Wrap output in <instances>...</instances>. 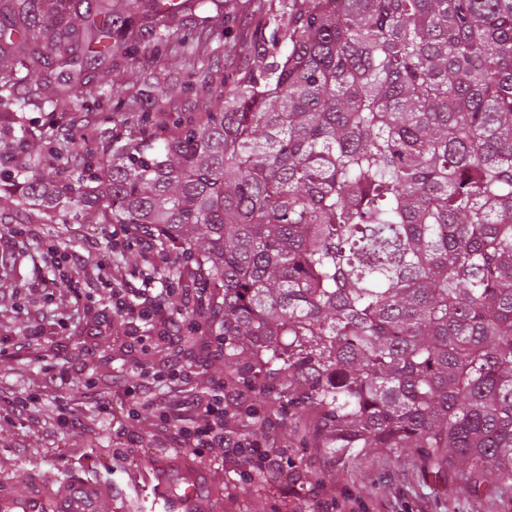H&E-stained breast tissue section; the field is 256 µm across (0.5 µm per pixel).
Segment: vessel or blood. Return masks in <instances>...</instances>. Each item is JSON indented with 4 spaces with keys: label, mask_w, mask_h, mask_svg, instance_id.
Here are the masks:
<instances>
[{
    "label": "vessel or blood",
    "mask_w": 512,
    "mask_h": 512,
    "mask_svg": "<svg viewBox=\"0 0 512 512\" xmlns=\"http://www.w3.org/2000/svg\"><path fill=\"white\" fill-rule=\"evenodd\" d=\"M135 471L143 473L151 486V495L162 512H204L191 460L182 462L183 491L172 490L168 481L169 464L165 457L153 454L136 461ZM112 486L102 481L64 480L53 482L36 477L0 486V512H99L100 503L110 498Z\"/></svg>",
    "instance_id": "obj_1"
}]
</instances>
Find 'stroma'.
Segmentation results:
<instances>
[{
	"instance_id": "stroma-1",
	"label": "stroma",
	"mask_w": 512,
	"mask_h": 512,
	"mask_svg": "<svg viewBox=\"0 0 512 512\" xmlns=\"http://www.w3.org/2000/svg\"><path fill=\"white\" fill-rule=\"evenodd\" d=\"M222 33L221 46L211 58L227 75L238 76L249 68V44L271 23L287 25L290 0H216ZM111 85L128 102L146 101L157 123L163 124L192 112H208L215 101L202 88L203 75L184 64L176 55L160 61L149 55L128 57L115 54L108 64ZM35 81L18 87V95L30 100L12 126L15 133L41 126H62L75 130L101 121L102 113L71 102L53 106L42 104ZM43 227L22 210L0 206V286L22 283L25 299L16 301L12 323L1 336L15 341L30 334L38 323L48 348L59 363L82 365L111 413L88 423L85 431L72 435L57 430V393L42 382L40 364L31 361L0 362V377L12 390L37 395L42 427L28 431L20 422L0 420V480H18L37 472L51 479L103 480L112 485V496L104 500L100 512H151L145 493L130 486V468L145 450L133 442L126 419L123 393L112 387V378L124 376L135 384L134 353L125 344L121 329L95 326L92 317H76V294L68 286L46 297L44 284L50 269L25 256L26 237L41 235ZM105 224L75 222L60 246L69 252L82 251L87 242L98 245L97 259L111 261ZM266 412L276 423L274 430L259 429V436H271L287 445L288 472L295 482L280 490L256 473L248 472L235 456L217 448L198 457L200 491L210 496L220 491L219 512H336L335 500L352 499L360 512H512L511 490H487L479 508L457 498L451 480L425 482L415 467L398 470L378 459L366 461L359 475L338 471L313 440L302 441L296 426L313 427L314 419L289 415L279 404H269Z\"/></svg>"
}]
</instances>
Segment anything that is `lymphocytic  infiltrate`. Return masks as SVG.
<instances>
[{"instance_id":"lymphocytic-infiltrate-1","label":"lymphocytic infiltrate","mask_w":512,"mask_h":512,"mask_svg":"<svg viewBox=\"0 0 512 512\" xmlns=\"http://www.w3.org/2000/svg\"><path fill=\"white\" fill-rule=\"evenodd\" d=\"M33 247L55 268L83 273L100 284L107 292L113 322L123 326L131 347L141 350V358L134 361L138 383L130 385L122 379L116 382L128 400L127 417L138 434L147 436L158 448L195 454L221 448L260 474L284 471L287 449H275L270 442L251 439L250 430L255 424L252 417H239L233 426L226 424L229 406H245V394L225 388L220 381L202 386L196 380L197 370L187 358V351L198 348L217 356L223 352V343L213 336L209 321L197 315L203 307L201 289L154 287L156 273L171 263L173 248L159 245L140 225H113L112 251L138 248L148 269L137 288L132 286L123 265H87L82 256L62 251L40 237L34 238ZM43 375L63 400L56 417L59 427L75 433L83 429L88 419L109 413V404L97 399L89 384L77 398L83 410L75 412L69 376L55 362L44 360Z\"/></svg>"}]
</instances>
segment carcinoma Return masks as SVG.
Returning <instances> with one entry per match:
<instances>
[{
    "label": "carcinoma",
    "mask_w": 512,
    "mask_h": 512,
    "mask_svg": "<svg viewBox=\"0 0 512 512\" xmlns=\"http://www.w3.org/2000/svg\"><path fill=\"white\" fill-rule=\"evenodd\" d=\"M45 29L58 0L0 10V113L37 72L86 100L91 65L157 58L212 31L157 32L139 0H86ZM155 15L210 0H151ZM217 107L160 129L118 117L70 135L0 136L4 202L42 221L142 224L219 288L224 372L289 415L342 468L377 449L456 490L512 484V0H306L288 30L249 49Z\"/></svg>",
    "instance_id": "cac0c4a2"
}]
</instances>
